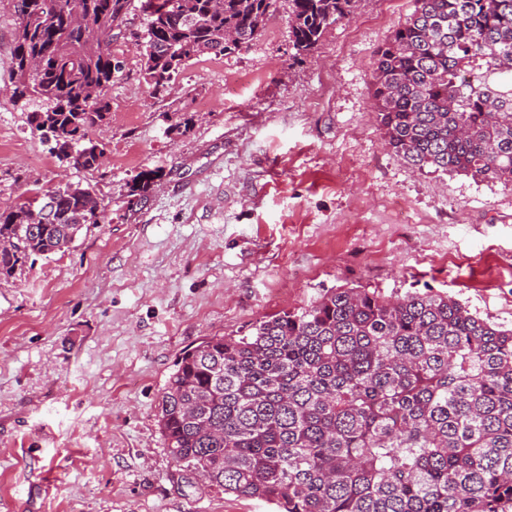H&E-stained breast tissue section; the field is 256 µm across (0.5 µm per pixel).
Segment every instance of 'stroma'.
I'll return each mask as SVG.
<instances>
[{
  "label": "stroma",
  "instance_id": "35a3bbf8",
  "mask_svg": "<svg viewBox=\"0 0 512 512\" xmlns=\"http://www.w3.org/2000/svg\"><path fill=\"white\" fill-rule=\"evenodd\" d=\"M15 0H0V207L91 186L105 218L0 279V512H274L188 475L155 414L178 356L323 289H433L512 327V190L412 168L384 142L374 53L413 0H361L296 55L288 3L261 37L143 78L133 0L112 52L96 170L60 161L13 100ZM161 174L146 202L129 188Z\"/></svg>",
  "mask_w": 512,
  "mask_h": 512
}]
</instances>
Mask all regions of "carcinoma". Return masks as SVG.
Listing matches in <instances>:
<instances>
[{
  "instance_id": "cac0c4a2",
  "label": "carcinoma",
  "mask_w": 512,
  "mask_h": 512,
  "mask_svg": "<svg viewBox=\"0 0 512 512\" xmlns=\"http://www.w3.org/2000/svg\"><path fill=\"white\" fill-rule=\"evenodd\" d=\"M279 0H144V75L166 92L189 59L249 47ZM358 0H288L296 54ZM374 53L389 148L417 169L512 189V0H413ZM131 0H16L15 96L32 131L75 148L110 112L114 31ZM160 174L140 175L147 197ZM103 212L67 183L0 208V277L70 247ZM156 421L183 470L276 512H512V328L430 289L330 288L240 335L185 350Z\"/></svg>"
}]
</instances>
